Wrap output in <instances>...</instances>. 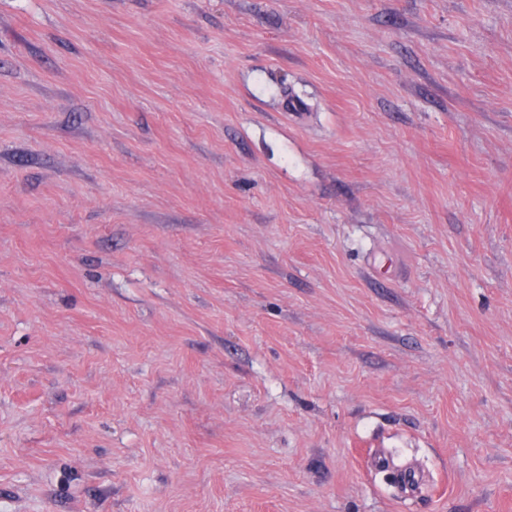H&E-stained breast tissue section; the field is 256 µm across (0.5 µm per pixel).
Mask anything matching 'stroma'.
<instances>
[{
  "label": "stroma",
  "instance_id": "stroma-1",
  "mask_svg": "<svg viewBox=\"0 0 512 512\" xmlns=\"http://www.w3.org/2000/svg\"><path fill=\"white\" fill-rule=\"evenodd\" d=\"M0 512H512V0H0Z\"/></svg>",
  "mask_w": 512,
  "mask_h": 512
}]
</instances>
